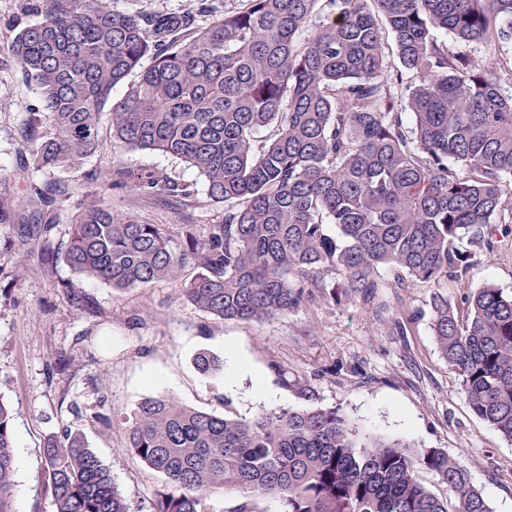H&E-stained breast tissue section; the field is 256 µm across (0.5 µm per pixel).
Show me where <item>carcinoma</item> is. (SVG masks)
I'll list each match as a JSON object with an SVG mask.
<instances>
[{
	"label": "carcinoma",
	"instance_id": "cac0c4a2",
	"mask_svg": "<svg viewBox=\"0 0 512 512\" xmlns=\"http://www.w3.org/2000/svg\"><path fill=\"white\" fill-rule=\"evenodd\" d=\"M437 29L459 42H512V0H246L200 27L190 15L48 0L12 47L37 94L25 127L33 164L81 166L105 120L113 140L186 163L226 204L224 223L176 248L160 225L115 217L98 191L72 225L70 264L126 289L173 279L192 261L201 272L182 288L189 301L262 322L298 309L308 285L333 302H369L382 268L438 284L469 261L462 242L492 251L495 225L512 224V95L502 93L512 64L489 72ZM131 183L185 194L157 173ZM432 330L473 413L512 441V294L487 283L460 309L437 294ZM194 364L224 368L207 352ZM12 420L0 403V512H13ZM125 426L128 448L164 481L153 512H207L206 496L226 490L239 495L230 512H257L266 497L282 512H492L446 451L361 436L331 408L239 419L163 392ZM44 473L54 512H132L77 435L49 439Z\"/></svg>",
	"mask_w": 512,
	"mask_h": 512
}]
</instances>
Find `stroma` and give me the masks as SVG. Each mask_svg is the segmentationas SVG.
Here are the masks:
<instances>
[{"label":"stroma","mask_w":512,"mask_h":512,"mask_svg":"<svg viewBox=\"0 0 512 512\" xmlns=\"http://www.w3.org/2000/svg\"><path fill=\"white\" fill-rule=\"evenodd\" d=\"M45 8L46 0H0V209L10 215L0 223V401L14 410L15 512H53L43 452L66 429L84 436L110 467L133 512H152L163 479L131 454L123 419L161 392L233 418L280 407L339 409L361 432L446 450L466 465L493 512H512V442L472 412L431 330L435 294L457 307L487 283L512 293V224L497 225L494 251L472 247L466 271L442 285L400 288L386 268L385 286L370 303L316 294L262 323L223 320L188 301L181 286L198 273L191 262L177 279L126 290L88 278L65 253L70 227L96 189H107L114 213L163 225L176 245L186 226L203 235L223 223L224 205L208 195L196 169L113 142L106 125L98 150L79 168L33 167L22 131L35 96L12 43ZM121 172L164 173L189 193L173 202L114 187ZM40 219L51 221L50 235L28 239L23 225ZM228 343L252 374L231 381L195 369L198 352L221 356ZM103 415L111 426L100 423Z\"/></svg>","instance_id":"obj_1"}]
</instances>
